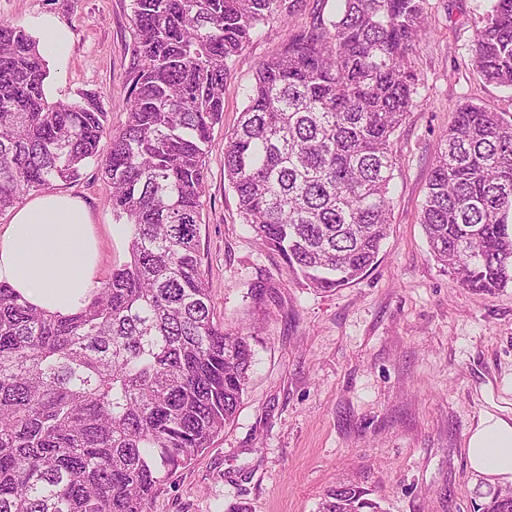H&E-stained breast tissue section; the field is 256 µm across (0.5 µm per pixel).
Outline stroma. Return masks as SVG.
<instances>
[{"label":"stroma","mask_w":512,"mask_h":512,"mask_svg":"<svg viewBox=\"0 0 512 512\" xmlns=\"http://www.w3.org/2000/svg\"><path fill=\"white\" fill-rule=\"evenodd\" d=\"M490 0H426L427 29L412 56L417 105L392 138L391 228L376 267L332 292L309 288L243 224L224 178V134L260 60L288 33L328 14L306 0L288 25L271 23L236 59L224 112L206 158L200 226L202 269L215 321L253 328L255 356L232 423L162 485L150 512H318L340 483L364 489L383 512H486L498 485L470 469L465 441L486 403L512 402V288L493 296L463 288L432 259L419 223L441 136L473 102L512 117V90L469 63ZM51 14L66 25L68 54L48 62L58 100L100 92L113 127L126 120L131 87L129 0H0V20L35 32ZM65 192L94 218L98 281L128 259L97 162Z\"/></svg>","instance_id":"35a3bbf8"}]
</instances>
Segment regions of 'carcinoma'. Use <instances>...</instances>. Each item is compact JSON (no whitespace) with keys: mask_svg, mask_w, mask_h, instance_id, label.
Instances as JSON below:
<instances>
[{"mask_svg":"<svg viewBox=\"0 0 512 512\" xmlns=\"http://www.w3.org/2000/svg\"><path fill=\"white\" fill-rule=\"evenodd\" d=\"M304 0H130L126 121L102 96L48 99L38 42L0 21V213L81 176L102 136L129 260L61 316L0 283V512H149L165 479L232 422L253 334L214 321L200 258L206 156L235 58ZM425 0H336L261 60L224 176L243 223L323 292L367 275L392 211L391 137L417 105ZM470 65L512 89V0H491ZM420 224L465 288H512V119L466 103L441 136ZM319 512H381L360 487ZM487 512H512V492Z\"/></svg>","mask_w":512,"mask_h":512,"instance_id":"carcinoma-1","label":"carcinoma"}]
</instances>
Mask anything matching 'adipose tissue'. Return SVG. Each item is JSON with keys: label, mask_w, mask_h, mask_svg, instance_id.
Instances as JSON below:
<instances>
[{"label": "adipose tissue", "mask_w": 512, "mask_h": 512, "mask_svg": "<svg viewBox=\"0 0 512 512\" xmlns=\"http://www.w3.org/2000/svg\"><path fill=\"white\" fill-rule=\"evenodd\" d=\"M91 210L80 198L41 193L0 230V283L37 308L67 315L82 308L93 288L98 246ZM481 411L466 438L473 471L501 485L512 484V406L495 403Z\"/></svg>", "instance_id": "1"}]
</instances>
